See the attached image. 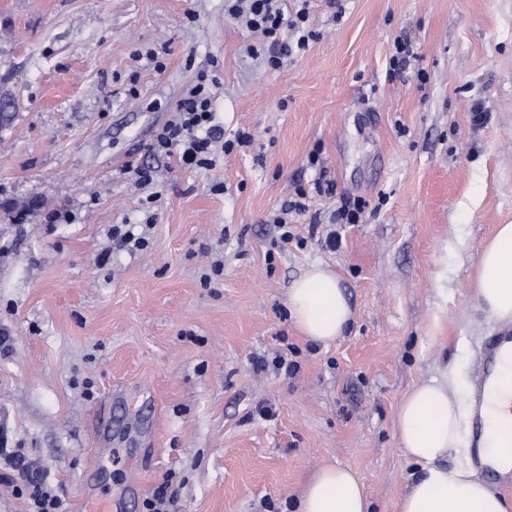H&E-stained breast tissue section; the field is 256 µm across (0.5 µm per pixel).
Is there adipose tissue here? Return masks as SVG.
<instances>
[{
	"instance_id": "ef3b65f1",
	"label": "adipose tissue",
	"mask_w": 512,
	"mask_h": 512,
	"mask_svg": "<svg viewBox=\"0 0 512 512\" xmlns=\"http://www.w3.org/2000/svg\"><path fill=\"white\" fill-rule=\"evenodd\" d=\"M475 298L488 317L512 322V224L499 225L482 248L473 282ZM291 315L304 336L328 343L341 336L352 317L336 275L321 266L308 269L288 294ZM462 405L447 383L432 379L415 386L396 413V435L407 460L422 474L407 487L397 512H506L499 494L464 463L447 466L461 453ZM297 512H368L359 476L328 465L305 486Z\"/></svg>"
}]
</instances>
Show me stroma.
Here are the masks:
<instances>
[{
  "mask_svg": "<svg viewBox=\"0 0 512 512\" xmlns=\"http://www.w3.org/2000/svg\"><path fill=\"white\" fill-rule=\"evenodd\" d=\"M311 5L317 39L270 70L224 0H0V424L64 512H146L167 477L174 512H295L329 464L357 472L371 512H396L420 473L399 403L442 376L467 397L497 327L475 266L512 222V0ZM402 33L419 58L393 79ZM214 66L217 120L254 140L186 171L149 145ZM132 157L158 182L137 185ZM300 187L306 211L285 213ZM152 194L148 246L116 248ZM349 197L366 208L333 251ZM316 263L353 312L327 345L287 304Z\"/></svg>",
  "mask_w": 512,
  "mask_h": 512,
  "instance_id": "1",
  "label": "stroma"
}]
</instances>
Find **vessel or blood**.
Segmentation results:
<instances>
[{
    "label": "vessel or blood",
    "mask_w": 512,
    "mask_h": 512,
    "mask_svg": "<svg viewBox=\"0 0 512 512\" xmlns=\"http://www.w3.org/2000/svg\"><path fill=\"white\" fill-rule=\"evenodd\" d=\"M512 362V329L488 337L481 349V371L474 383L469 401V445L479 473L491 474L501 484L512 485V462H491L481 455L492 432L490 417L501 403L512 402V392L498 391V377L506 363Z\"/></svg>",
    "instance_id": "obj_1"
}]
</instances>
